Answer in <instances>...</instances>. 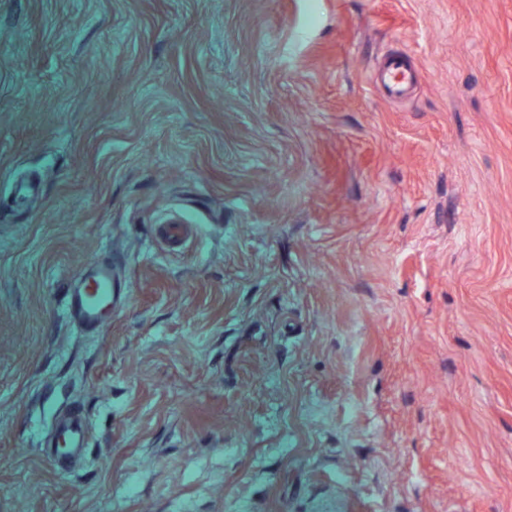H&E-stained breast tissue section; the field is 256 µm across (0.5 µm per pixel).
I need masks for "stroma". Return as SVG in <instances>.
Masks as SVG:
<instances>
[{
	"label": "stroma",
	"instance_id": "obj_1",
	"mask_svg": "<svg viewBox=\"0 0 512 512\" xmlns=\"http://www.w3.org/2000/svg\"><path fill=\"white\" fill-rule=\"evenodd\" d=\"M0 512H512V0H0ZM414 79V72L410 70L406 60L402 57L388 58L379 76V80L389 96L404 95ZM112 283V266L103 265L90 276H81L78 287L70 290L67 308L80 326L98 330L112 315ZM55 447L60 453L69 454L86 447L88 432L81 419H73L56 431Z\"/></svg>",
	"mask_w": 512,
	"mask_h": 512
}]
</instances>
